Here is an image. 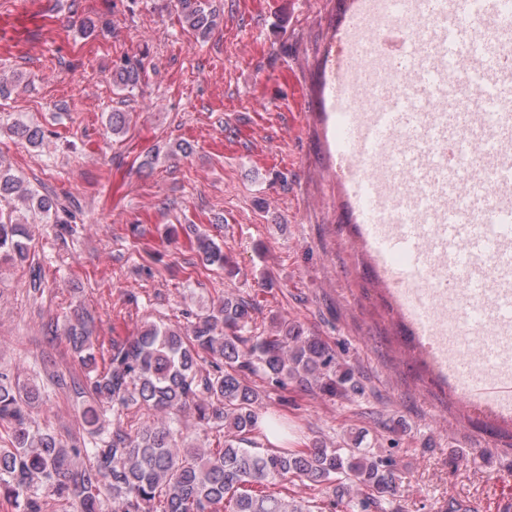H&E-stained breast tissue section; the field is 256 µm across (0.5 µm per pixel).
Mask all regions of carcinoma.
Wrapping results in <instances>:
<instances>
[{"mask_svg":"<svg viewBox=\"0 0 512 512\" xmlns=\"http://www.w3.org/2000/svg\"><path fill=\"white\" fill-rule=\"evenodd\" d=\"M176 8L182 29L198 41L222 21L208 0H176ZM145 76L143 57L133 55L113 66L110 79L131 92ZM106 125L115 136L125 133L126 113H107ZM7 131L33 149L52 136L21 120ZM13 198L57 225L59 234L74 232L73 214L57 196L32 188L0 161V201ZM32 242L24 219L0 215L1 259L27 261ZM197 252L205 266L229 264L224 247L206 234L198 236ZM255 310L250 299L227 294L197 314L188 330L151 324L106 341L94 335L83 306H74L64 338L86 369L73 387L90 400L87 440L69 446L39 428L31 408L41 400L40 389L0 370V498L19 512H43L49 496L73 512H101L105 498L112 500V512H335L338 505L369 512L392 502L399 476L392 460L363 445L361 429L344 433L334 448L314 441L300 450H255L262 397L248 375L332 398L360 392L352 369L301 325L282 318L266 333L246 335ZM142 408L165 419L139 429L124 424L131 410ZM187 410L202 429L224 431L222 447L185 444L177 422ZM109 411L115 417L110 428ZM297 480L320 499L288 494V484Z\"/></svg>","mask_w":512,"mask_h":512,"instance_id":"1","label":"carcinoma"}]
</instances>
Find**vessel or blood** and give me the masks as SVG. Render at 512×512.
<instances>
[{"label": "vessel or blood", "instance_id": "b4317fda", "mask_svg": "<svg viewBox=\"0 0 512 512\" xmlns=\"http://www.w3.org/2000/svg\"><path fill=\"white\" fill-rule=\"evenodd\" d=\"M350 48L336 67L330 87V103L341 119L340 136L346 144L339 159L352 172L348 180L352 208L358 213L388 278L415 280L425 264L416 216L428 211L436 230L432 235L447 255L441 288L465 287L490 301L497 320L512 323V113L503 111L512 101L511 70L490 38L460 42L439 29L422 50L411 49L400 29L388 28L370 43L375 56L396 58L409 65L415 81L407 95L387 112L364 114L355 109L357 43L349 31ZM473 60L475 72L486 87L468 105L458 103L459 85L446 76L450 59ZM442 109L421 124L418 109L426 100ZM471 129L469 139H460L456 129ZM413 139L412 148L396 160L420 183L434 185L436 198L417 196L405 210L398 232L388 230L389 212L381 202L383 186L373 175L362 173L361 161L371 147L381 146L397 133ZM479 151L490 165L482 175L449 163ZM476 397L511 399L512 380L485 376L474 381Z\"/></svg>", "mask_w": 512, "mask_h": 512}]
</instances>
